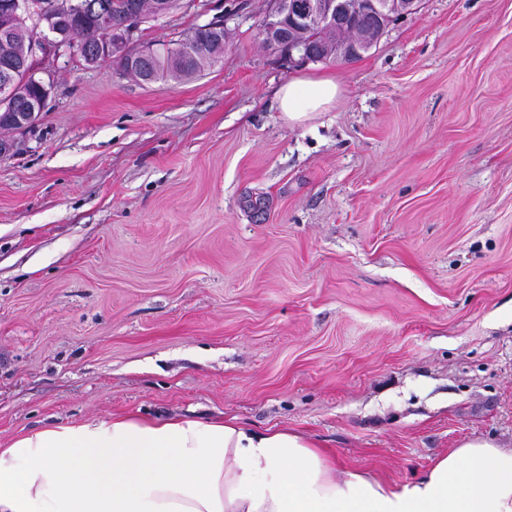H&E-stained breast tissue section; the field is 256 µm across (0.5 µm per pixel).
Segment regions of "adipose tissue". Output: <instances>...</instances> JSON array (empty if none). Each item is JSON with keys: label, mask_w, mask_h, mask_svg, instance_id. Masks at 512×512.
<instances>
[{"label": "adipose tissue", "mask_w": 512, "mask_h": 512, "mask_svg": "<svg viewBox=\"0 0 512 512\" xmlns=\"http://www.w3.org/2000/svg\"><path fill=\"white\" fill-rule=\"evenodd\" d=\"M341 93L335 77L298 75L276 108L299 123ZM0 512H512V448L469 439L397 485L337 474L324 448L287 430L115 415L0 448Z\"/></svg>", "instance_id": "1"}]
</instances>
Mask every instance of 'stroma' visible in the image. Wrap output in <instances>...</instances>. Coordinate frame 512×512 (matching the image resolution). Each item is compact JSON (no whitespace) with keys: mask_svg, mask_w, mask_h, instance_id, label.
Here are the masks:
<instances>
[{"mask_svg":"<svg viewBox=\"0 0 512 512\" xmlns=\"http://www.w3.org/2000/svg\"><path fill=\"white\" fill-rule=\"evenodd\" d=\"M268 0H195L134 48L230 13L222 62L143 84L64 52L0 156V448L132 413L236 418L401 484L512 446V0H421L363 57L297 69ZM334 106L291 124L297 73ZM342 93L334 76L298 75L280 86L276 93V108L290 123H299L310 112L329 109Z\"/></svg>","mask_w":512,"mask_h":512,"instance_id":"obj_1","label":"stroma"}]
</instances>
